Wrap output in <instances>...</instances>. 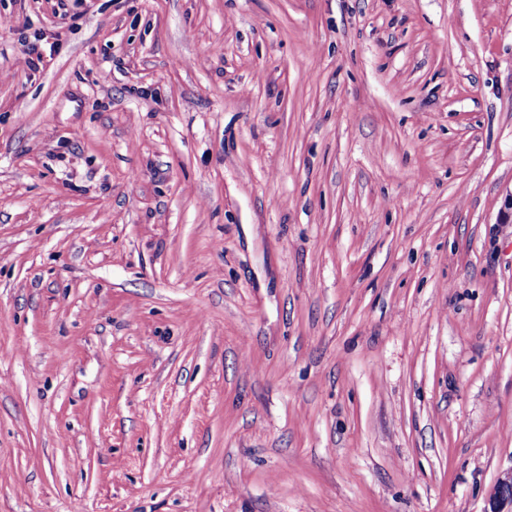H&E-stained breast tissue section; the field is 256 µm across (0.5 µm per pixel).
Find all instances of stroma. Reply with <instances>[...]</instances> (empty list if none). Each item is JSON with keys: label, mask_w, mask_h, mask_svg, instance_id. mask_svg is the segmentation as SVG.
I'll use <instances>...</instances> for the list:
<instances>
[{"label": "stroma", "mask_w": 512, "mask_h": 512, "mask_svg": "<svg viewBox=\"0 0 512 512\" xmlns=\"http://www.w3.org/2000/svg\"><path fill=\"white\" fill-rule=\"evenodd\" d=\"M511 196L512 0H0V512H484Z\"/></svg>", "instance_id": "obj_1"}]
</instances>
